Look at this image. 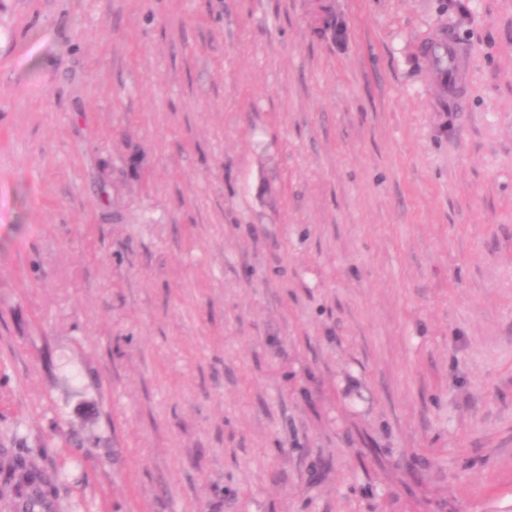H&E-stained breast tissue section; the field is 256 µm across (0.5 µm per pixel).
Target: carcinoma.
<instances>
[{
    "label": "carcinoma",
    "instance_id": "obj_1",
    "mask_svg": "<svg viewBox=\"0 0 512 512\" xmlns=\"http://www.w3.org/2000/svg\"><path fill=\"white\" fill-rule=\"evenodd\" d=\"M446 54L447 47L442 43L438 44L433 62L442 82L448 81ZM0 487L24 502V512H36L44 508L48 497L54 491L42 472L31 466L27 454L21 448L0 465Z\"/></svg>",
    "mask_w": 512,
    "mask_h": 512
}]
</instances>
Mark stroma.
<instances>
[{
	"instance_id": "1",
	"label": "stroma",
	"mask_w": 512,
	"mask_h": 512,
	"mask_svg": "<svg viewBox=\"0 0 512 512\" xmlns=\"http://www.w3.org/2000/svg\"><path fill=\"white\" fill-rule=\"evenodd\" d=\"M324 2L0 0V454L47 512H512V0ZM448 69L446 64V54L447 47L443 43H439L436 48V52L433 57V62L437 71V75L441 82L447 81L452 82L453 84L457 80L459 67L462 62V57L464 56V52L461 47L454 43L452 40L448 39ZM446 50V51H445ZM0 485L24 502L26 507L23 512H36V509L44 508L54 491L42 472L31 466L23 448H18L1 464Z\"/></svg>"
}]
</instances>
